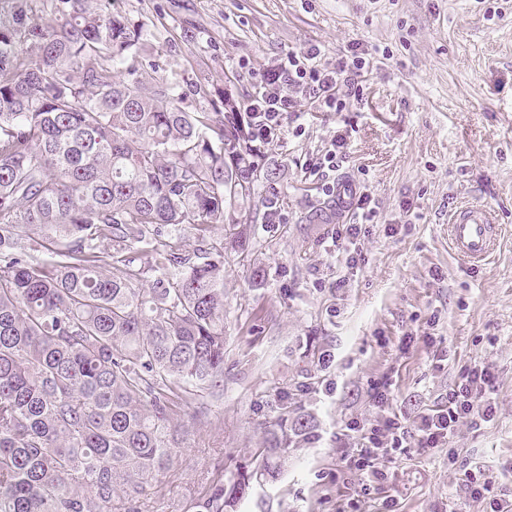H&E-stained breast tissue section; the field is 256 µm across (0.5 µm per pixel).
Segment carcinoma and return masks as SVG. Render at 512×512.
I'll use <instances>...</instances> for the list:
<instances>
[{
	"instance_id": "cac0c4a2",
	"label": "carcinoma",
	"mask_w": 512,
	"mask_h": 512,
	"mask_svg": "<svg viewBox=\"0 0 512 512\" xmlns=\"http://www.w3.org/2000/svg\"><path fill=\"white\" fill-rule=\"evenodd\" d=\"M0 5V512H140L187 431L174 408L224 376V246L192 262L147 244L141 265L92 241L151 227L267 223L277 173L260 167L240 103L192 112L145 59L142 32L98 0ZM183 270L136 287L149 271ZM312 434L288 413L256 460L280 472ZM255 472L198 512H237Z\"/></svg>"
}]
</instances>
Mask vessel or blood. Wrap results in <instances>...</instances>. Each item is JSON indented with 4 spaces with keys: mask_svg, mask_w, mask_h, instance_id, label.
<instances>
[{
    "mask_svg": "<svg viewBox=\"0 0 512 512\" xmlns=\"http://www.w3.org/2000/svg\"><path fill=\"white\" fill-rule=\"evenodd\" d=\"M502 230L489 207L465 204L456 208L448 220V241L463 260L479 264L496 251Z\"/></svg>",
    "mask_w": 512,
    "mask_h": 512,
    "instance_id": "1",
    "label": "vessel or blood"
}]
</instances>
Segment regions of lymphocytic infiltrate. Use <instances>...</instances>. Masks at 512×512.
Returning <instances> with one entry per match:
<instances>
[{"mask_svg": "<svg viewBox=\"0 0 512 512\" xmlns=\"http://www.w3.org/2000/svg\"><path fill=\"white\" fill-rule=\"evenodd\" d=\"M320 54L316 47L300 56L289 54L260 77L245 109L248 122L256 129L253 145L256 154H264L272 143L281 142L289 120H301L298 97L308 98L322 111L341 112L352 97L358 96L359 82L348 76L347 71L362 70V57H353L349 62L341 60L327 68L318 65ZM496 391L493 370L488 365L474 363L460 369L446 401L426 409L415 424H407L396 413L370 427L356 420L348 421L347 428L355 433L357 446L352 453L343 455L342 472L360 475L368 483L381 482L383 475L374 466L378 457L404 452L412 445L441 448L460 422L467 420L478 425L493 420Z\"/></svg>", "mask_w": 512, "mask_h": 512, "instance_id": "f902f5d3", "label": "lymphocytic infiltrate"}]
</instances>
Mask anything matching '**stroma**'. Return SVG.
<instances>
[{"label":"stroma","mask_w":512,"mask_h":512,"mask_svg":"<svg viewBox=\"0 0 512 512\" xmlns=\"http://www.w3.org/2000/svg\"><path fill=\"white\" fill-rule=\"evenodd\" d=\"M140 25L164 76L201 86L198 112L224 92L247 103L259 75L291 53L321 49L334 66L357 47L367 61L359 96L342 112L303 103L304 131L271 146L278 218L229 254L224 280V385L201 391L175 420L187 439L158 476L146 512H195L213 481L251 465L282 408L310 419L314 439L290 449L277 481L254 478L239 512H352L358 477L336 494L356 441L346 429L385 411L416 420L461 366L485 363L498 391L492 421L461 424L447 447L380 458L376 498L398 512H491L465 473L512 501V0H112ZM344 135L336 173L373 199L375 216L348 265L337 247L348 220L310 166ZM492 206L497 255L471 266L448 247V215ZM319 223H309L314 211ZM267 272L253 287V267ZM335 360L318 362L324 350ZM447 353L436 363L434 356ZM390 382L388 409L374 405Z\"/></svg>","instance_id":"35a3bbf8"}]
</instances>
